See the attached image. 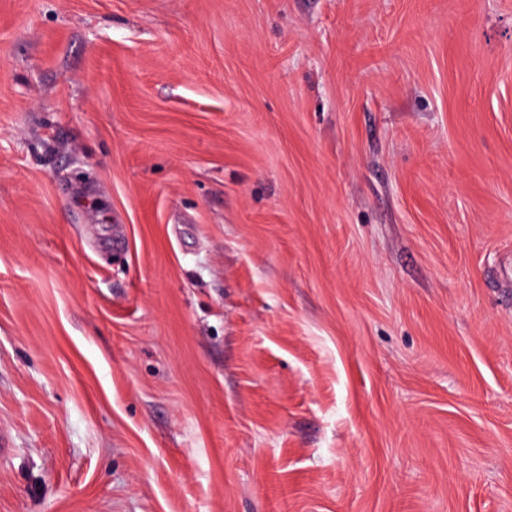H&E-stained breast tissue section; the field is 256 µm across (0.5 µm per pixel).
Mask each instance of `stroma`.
<instances>
[{
    "label": "stroma",
    "instance_id": "1",
    "mask_svg": "<svg viewBox=\"0 0 512 512\" xmlns=\"http://www.w3.org/2000/svg\"><path fill=\"white\" fill-rule=\"evenodd\" d=\"M0 512H512V0H0Z\"/></svg>",
    "mask_w": 512,
    "mask_h": 512
}]
</instances>
